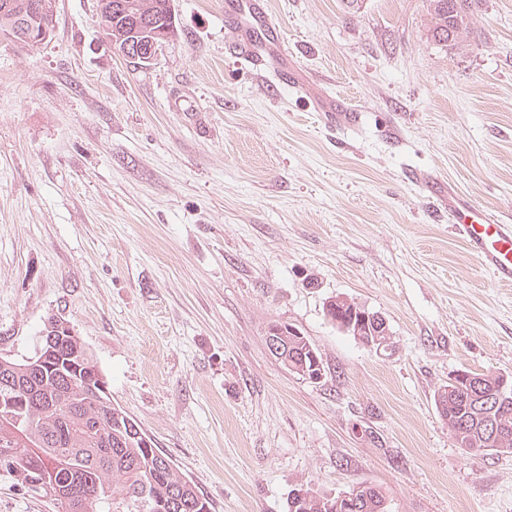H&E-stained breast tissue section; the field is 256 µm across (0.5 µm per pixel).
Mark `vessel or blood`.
Segmentation results:
<instances>
[{"label": "vessel or blood", "instance_id": "vessel-or-blood-1", "mask_svg": "<svg viewBox=\"0 0 512 512\" xmlns=\"http://www.w3.org/2000/svg\"><path fill=\"white\" fill-rule=\"evenodd\" d=\"M224 14L239 29L240 35L233 44L238 54L259 67L264 63L262 49H276L278 81L303 87L304 81L294 61L280 49L279 27L270 18L262 0H224ZM311 104L314 111L320 112L326 126L353 129L360 122L356 109L333 93L312 95ZM408 177L447 213L449 224L469 253L498 281L512 283V223L477 207L453 184L438 181L413 168L409 169Z\"/></svg>", "mask_w": 512, "mask_h": 512}]
</instances>
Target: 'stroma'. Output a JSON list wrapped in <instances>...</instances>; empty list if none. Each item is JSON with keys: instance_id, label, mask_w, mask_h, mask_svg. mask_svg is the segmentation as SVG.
<instances>
[{"instance_id": "35a3bbf8", "label": "stroma", "mask_w": 512, "mask_h": 512, "mask_svg": "<svg viewBox=\"0 0 512 512\" xmlns=\"http://www.w3.org/2000/svg\"><path fill=\"white\" fill-rule=\"evenodd\" d=\"M266 3L356 129L231 53L224 0H174L181 34L145 68L97 0H56L39 46L0 38V356L69 322L211 512L361 482L394 512H512V454H465L434 402L456 371L512 374V286L406 177L512 216V0H478L448 47L428 0ZM338 296L380 313L390 345L330 323ZM276 322L316 345L321 383L271 354ZM0 512L53 504L0 470ZM310 97L313 110L321 112L322 121L326 126L332 128L342 126L349 129L358 126L359 112L345 99L336 97V94L330 92H322Z\"/></svg>"}]
</instances>
